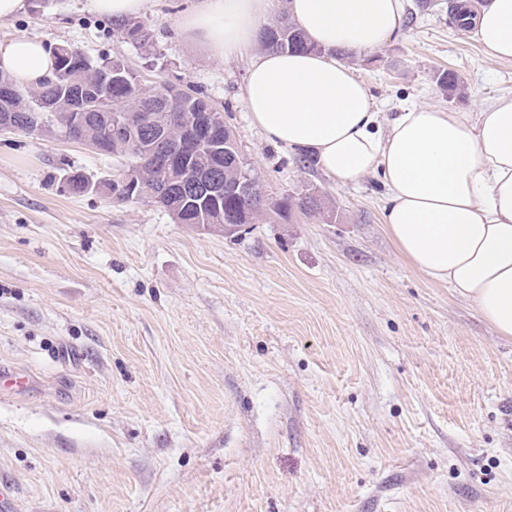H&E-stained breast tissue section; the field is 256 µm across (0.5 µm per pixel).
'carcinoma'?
I'll use <instances>...</instances> for the list:
<instances>
[{
	"label": "carcinoma",
	"instance_id": "1",
	"mask_svg": "<svg viewBox=\"0 0 512 512\" xmlns=\"http://www.w3.org/2000/svg\"><path fill=\"white\" fill-rule=\"evenodd\" d=\"M448 13L459 28L471 25L472 10L448 0ZM125 37L142 47L149 45V32L140 21L118 24ZM264 51L300 50L318 52L294 22L282 17L266 25L260 38ZM56 68L51 78L30 90L15 85L0 74V129L28 135L36 133L44 123L60 128L65 136L105 157L127 161L128 169L137 173L140 194L128 196L117 186H106L120 201L143 200L164 209L176 224H256L270 213L288 221L301 214L316 218L324 213L325 203L319 194L305 192L279 198L266 193L258 172L248 162L230 125L221 120L206 133L192 136L189 127L196 126L199 113L214 112L224 116L218 107L197 89L183 90L169 84L153 87L122 58L94 61L77 50L56 47ZM94 106L83 129H72L75 113ZM108 112H124L132 122L121 139H109L98 117ZM160 135L183 145L181 156L171 162L172 183L188 181V173L217 175L219 178L248 176L254 184L252 197L230 198L218 195L200 200L190 190L165 189L161 166L153 156L154 137Z\"/></svg>",
	"mask_w": 512,
	"mask_h": 512
}]
</instances>
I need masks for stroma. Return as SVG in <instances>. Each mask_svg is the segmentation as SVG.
<instances>
[{"instance_id": "1", "label": "stroma", "mask_w": 512, "mask_h": 512, "mask_svg": "<svg viewBox=\"0 0 512 512\" xmlns=\"http://www.w3.org/2000/svg\"><path fill=\"white\" fill-rule=\"evenodd\" d=\"M408 0L401 34L347 56L378 111H478L512 91L448 0ZM192 0H147L145 50L87 0H27L0 44L121 56L146 84L207 93L272 195L324 217L242 234L144 202L75 194L121 159L0 133V479L16 512H512V339L402 259L376 175L343 185L254 127L247 59L186 38ZM455 72L448 97L437 76Z\"/></svg>"}]
</instances>
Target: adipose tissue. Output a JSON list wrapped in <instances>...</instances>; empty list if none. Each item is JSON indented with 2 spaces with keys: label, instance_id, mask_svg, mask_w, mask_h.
Here are the masks:
<instances>
[{
  "label": "adipose tissue",
  "instance_id": "obj_1",
  "mask_svg": "<svg viewBox=\"0 0 512 512\" xmlns=\"http://www.w3.org/2000/svg\"><path fill=\"white\" fill-rule=\"evenodd\" d=\"M407 0H288L315 53L260 52L270 0H195L182 29L216 59H249L243 101L271 141L311 156L341 184L375 173L383 226L425 277L448 283L496 336L512 338V93L478 112L410 104L381 121L337 51H374L401 30ZM470 36L487 60L512 61V0H486ZM43 42L0 45V73L23 86L52 75Z\"/></svg>",
  "mask_w": 512,
  "mask_h": 512
}]
</instances>
